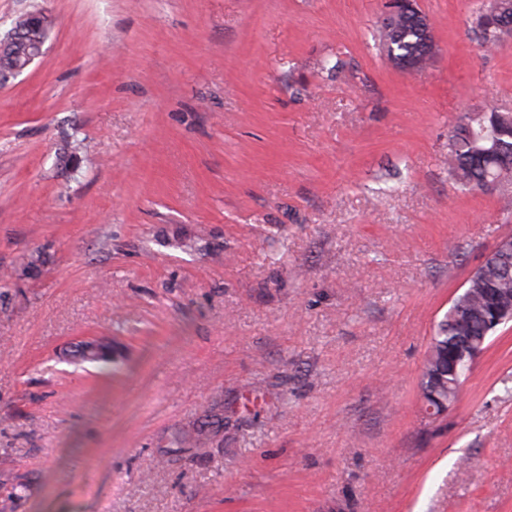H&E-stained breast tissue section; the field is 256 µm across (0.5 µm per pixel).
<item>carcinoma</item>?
Listing matches in <instances>:
<instances>
[{"instance_id":"1","label":"carcinoma","mask_w":512,"mask_h":512,"mask_svg":"<svg viewBox=\"0 0 512 512\" xmlns=\"http://www.w3.org/2000/svg\"><path fill=\"white\" fill-rule=\"evenodd\" d=\"M506 17L512 18V0H487L477 9L474 32L483 47L512 40V22H503ZM431 23L416 5L388 12L380 22L378 37L381 51L394 68L402 69L406 60L415 70L431 65L437 44L421 34ZM493 129L511 133L512 112L484 107L468 110L459 118L448 139V170L459 187L480 191L488 180L498 178L505 183L512 179V166L493 151L488 137ZM490 291L498 293L503 306H512V253L488 258L436 324L418 382L423 406L435 415L458 402L463 378L502 326L497 307L487 298ZM74 357L88 363L105 362L112 357V348L83 341L76 345Z\"/></svg>"}]
</instances>
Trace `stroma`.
I'll list each match as a JSON object with an SVG mask.
<instances>
[{
	"label": "stroma",
	"instance_id": "1",
	"mask_svg": "<svg viewBox=\"0 0 512 512\" xmlns=\"http://www.w3.org/2000/svg\"><path fill=\"white\" fill-rule=\"evenodd\" d=\"M478 0H0V498L15 512H512V323L434 416L435 324L503 236L448 133L512 112ZM84 142L77 162L66 144ZM33 275H24L27 265ZM109 338L115 361L74 363ZM387 13L378 28L379 45L387 61L400 71L405 60L412 62L413 70L431 65L437 55V44L432 38H423L420 30L432 27L430 17L419 9L417 3L413 7ZM413 70L409 72H415Z\"/></svg>",
	"mask_w": 512,
	"mask_h": 512
}]
</instances>
